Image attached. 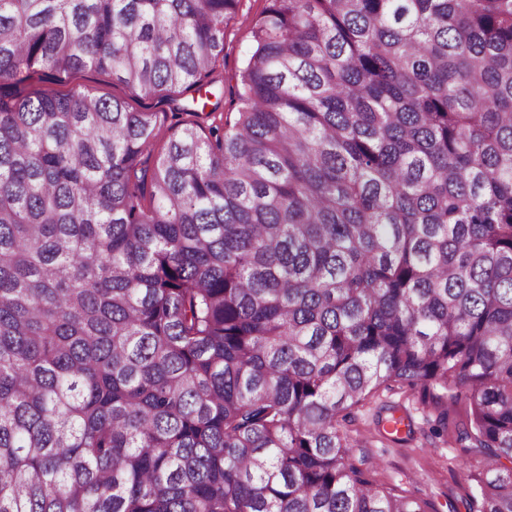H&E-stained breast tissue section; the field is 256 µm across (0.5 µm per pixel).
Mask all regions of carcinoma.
<instances>
[{
	"label": "carcinoma",
	"mask_w": 512,
	"mask_h": 512,
	"mask_svg": "<svg viewBox=\"0 0 512 512\" xmlns=\"http://www.w3.org/2000/svg\"><path fill=\"white\" fill-rule=\"evenodd\" d=\"M239 5L0 0V512H430L343 430L395 387L512 512V0H270L226 121ZM87 69L194 92L153 165Z\"/></svg>",
	"instance_id": "1"
}]
</instances>
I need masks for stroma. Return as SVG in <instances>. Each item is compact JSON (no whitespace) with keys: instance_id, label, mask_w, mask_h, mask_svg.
<instances>
[{"instance_id":"stroma-1","label":"stroma","mask_w":512,"mask_h":512,"mask_svg":"<svg viewBox=\"0 0 512 512\" xmlns=\"http://www.w3.org/2000/svg\"><path fill=\"white\" fill-rule=\"evenodd\" d=\"M267 5L268 0H241L237 14L227 23L223 94L219 100V109L225 115H234L238 110L236 73L252 44V22ZM76 89L103 98L126 99L137 110L166 113L167 126L160 136L164 142L178 120L175 104L166 93L136 99L122 85L113 83L108 74L86 70L59 87L63 93ZM393 408L408 416L411 423L410 432L401 433L394 441L380 433L377 426L378 418L387 416ZM438 415V410L422 402L419 393L407 389L381 391L353 409L346 430L355 456L375 463L373 479L377 485L404 490L411 497L429 502L436 512H448L447 504L451 501L458 512H468L470 488L462 478V470L470 457L454 443L452 435L438 434Z\"/></svg>"}]
</instances>
